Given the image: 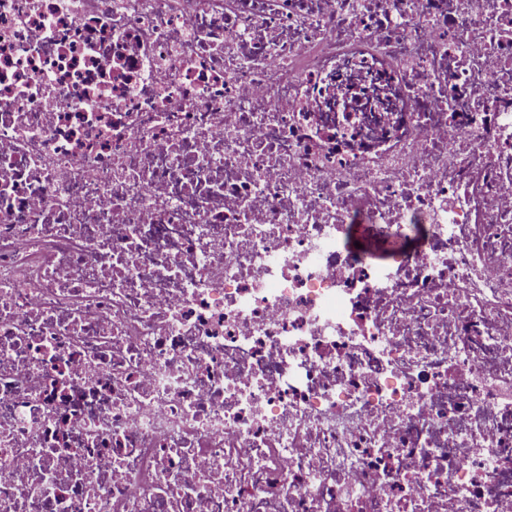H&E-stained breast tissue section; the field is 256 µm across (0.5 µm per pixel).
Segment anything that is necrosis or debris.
Returning a JSON list of instances; mask_svg holds the SVG:
<instances>
[{
	"mask_svg": "<svg viewBox=\"0 0 512 512\" xmlns=\"http://www.w3.org/2000/svg\"><path fill=\"white\" fill-rule=\"evenodd\" d=\"M86 2L0 0V512H512V0Z\"/></svg>",
	"mask_w": 512,
	"mask_h": 512,
	"instance_id": "necrosis-or-debris-1",
	"label": "necrosis or debris"
}]
</instances>
